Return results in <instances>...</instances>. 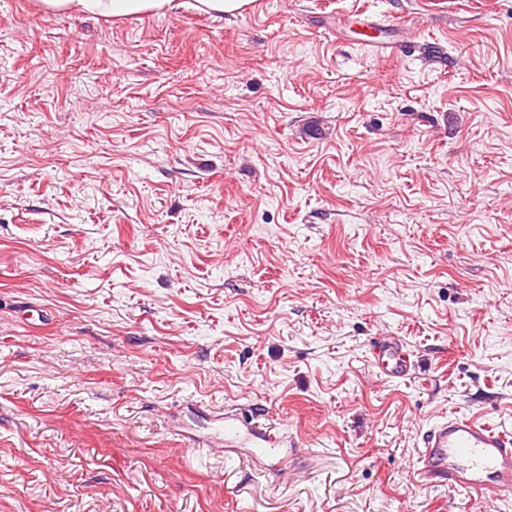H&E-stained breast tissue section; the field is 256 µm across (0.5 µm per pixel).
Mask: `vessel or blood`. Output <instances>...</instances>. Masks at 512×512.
Returning a JSON list of instances; mask_svg holds the SVG:
<instances>
[{
	"label": "vessel or blood",
	"instance_id": "b4317fda",
	"mask_svg": "<svg viewBox=\"0 0 512 512\" xmlns=\"http://www.w3.org/2000/svg\"><path fill=\"white\" fill-rule=\"evenodd\" d=\"M349 20L368 36L374 51H384V43L373 37L381 25L380 19L357 12ZM371 363L391 381L410 376L414 369L410 350L395 336H383L372 343ZM422 441L420 471L426 478L498 498L512 497L511 432L496 430L471 417L451 415L430 425ZM204 444L213 453L250 448L252 455L268 469L282 466L288 458L280 435L272 431L255 435L253 424L236 411L216 419Z\"/></svg>",
	"mask_w": 512,
	"mask_h": 512
}]
</instances>
